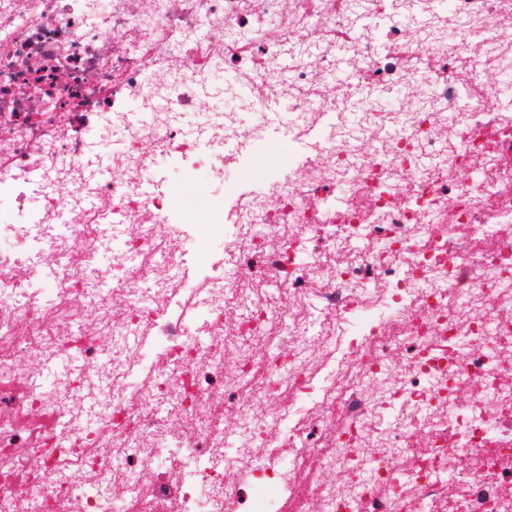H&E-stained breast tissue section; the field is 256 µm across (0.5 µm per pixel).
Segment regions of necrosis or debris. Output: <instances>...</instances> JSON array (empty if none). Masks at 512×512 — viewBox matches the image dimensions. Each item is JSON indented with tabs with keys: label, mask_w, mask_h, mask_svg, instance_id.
Segmentation results:
<instances>
[{
	"label": "necrosis or debris",
	"mask_w": 512,
	"mask_h": 512,
	"mask_svg": "<svg viewBox=\"0 0 512 512\" xmlns=\"http://www.w3.org/2000/svg\"><path fill=\"white\" fill-rule=\"evenodd\" d=\"M98 2L0 0V512L159 506L168 458L177 512H512V99L482 79L512 62V0ZM378 18L375 46L360 31ZM340 64L359 86L312 82ZM223 66L285 101L290 138L323 130L249 193L224 168L248 162L256 130L185 114ZM158 100L167 111L131 120ZM105 124L122 144L107 179L88 165ZM161 162L205 174L228 206L193 287L200 339L174 313L203 216L142 191ZM45 270L49 290L33 289ZM22 354L50 384L14 370ZM220 396L239 420L231 455ZM293 420L285 474L264 458ZM239 470L247 487L224 479Z\"/></svg>",
	"instance_id": "4bbe7bcc"
}]
</instances>
